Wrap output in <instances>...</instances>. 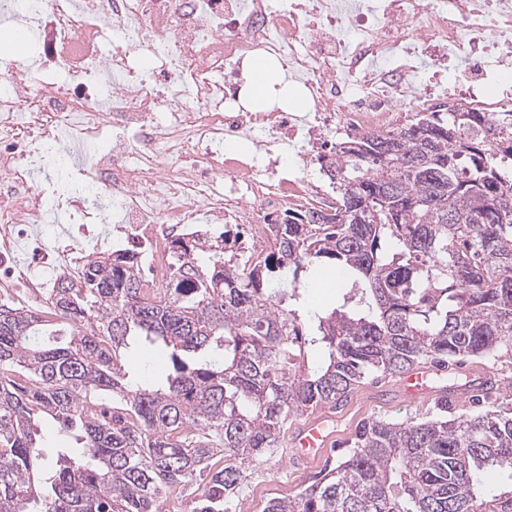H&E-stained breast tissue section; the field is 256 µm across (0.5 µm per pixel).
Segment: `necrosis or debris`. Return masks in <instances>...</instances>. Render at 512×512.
I'll list each match as a JSON object with an SVG mask.
<instances>
[{
    "label": "necrosis or debris",
    "mask_w": 512,
    "mask_h": 512,
    "mask_svg": "<svg viewBox=\"0 0 512 512\" xmlns=\"http://www.w3.org/2000/svg\"><path fill=\"white\" fill-rule=\"evenodd\" d=\"M0 26L29 43L0 59V300L80 280L108 240L152 294L181 242L253 265L282 216L336 205L286 147L512 106V0H0ZM258 56L308 113L243 106ZM52 155L74 194L37 181Z\"/></svg>",
    "instance_id": "1"
}]
</instances>
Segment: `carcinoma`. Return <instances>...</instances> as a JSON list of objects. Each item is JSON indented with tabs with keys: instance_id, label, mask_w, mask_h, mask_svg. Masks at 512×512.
Returning a JSON list of instances; mask_svg holds the SVG:
<instances>
[{
	"instance_id": "obj_1",
	"label": "carcinoma",
	"mask_w": 512,
	"mask_h": 512,
	"mask_svg": "<svg viewBox=\"0 0 512 512\" xmlns=\"http://www.w3.org/2000/svg\"><path fill=\"white\" fill-rule=\"evenodd\" d=\"M334 150L319 162L336 208L289 215L257 266L179 255L163 302L115 250L80 285L49 289L39 314L0 304V512H163L200 477L188 512H228L288 420L338 408L371 377L512 344V120L426 112ZM324 266L347 292L305 334L288 303ZM155 346L169 372L132 382L127 354ZM314 346L326 362L311 371ZM446 412L369 422L263 512H512V484L494 494L482 479L512 474V410ZM45 420L78 431L51 469Z\"/></svg>"
}]
</instances>
